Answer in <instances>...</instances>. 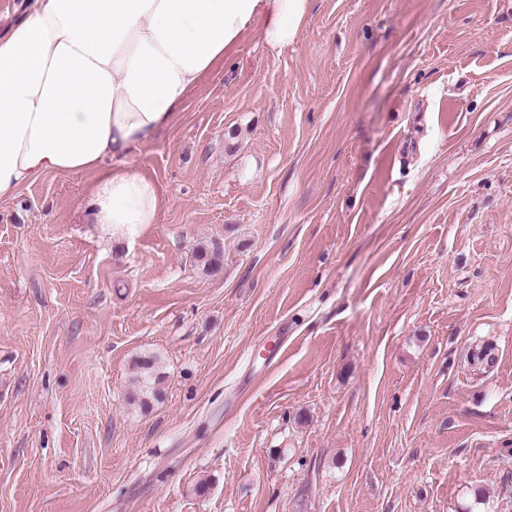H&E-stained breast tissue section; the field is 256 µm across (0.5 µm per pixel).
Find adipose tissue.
I'll return each mask as SVG.
<instances>
[{
  "instance_id": "adipose-tissue-1",
  "label": "adipose tissue",
  "mask_w": 512,
  "mask_h": 512,
  "mask_svg": "<svg viewBox=\"0 0 512 512\" xmlns=\"http://www.w3.org/2000/svg\"><path fill=\"white\" fill-rule=\"evenodd\" d=\"M308 11L309 0H30L0 33V200L47 172H92L91 223L117 239L158 223L164 199L133 157L249 27L282 47Z\"/></svg>"
}]
</instances>
